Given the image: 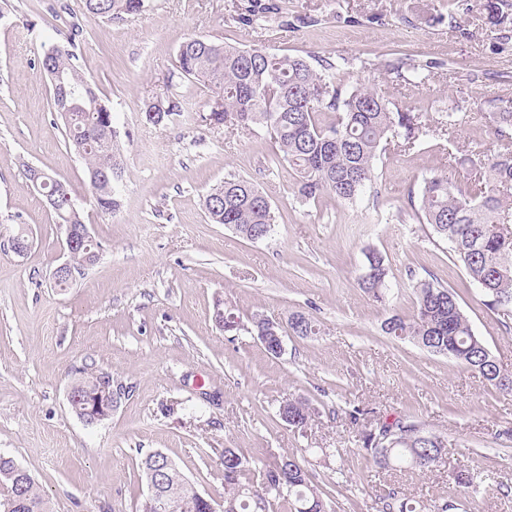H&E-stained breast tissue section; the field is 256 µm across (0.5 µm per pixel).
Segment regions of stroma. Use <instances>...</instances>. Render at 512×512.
<instances>
[{
	"instance_id": "stroma-1",
	"label": "stroma",
	"mask_w": 512,
	"mask_h": 512,
	"mask_svg": "<svg viewBox=\"0 0 512 512\" xmlns=\"http://www.w3.org/2000/svg\"><path fill=\"white\" fill-rule=\"evenodd\" d=\"M61 0H0V236L24 225V255L0 250V454L34 478L49 512H137L148 493L139 464L162 451L216 505L224 503V451L253 470L298 457L336 512H383V498L418 512H512V394L477 372L381 325L412 317L417 282L436 277L457 294L473 330L512 373V309L492 310L463 264L423 224L411 196L448 169L449 153L493 155L491 100L512 99V40L496 22L499 0H270L265 28L237 23L245 0H146L138 15L83 19L78 65L95 81L125 137L119 210H97L83 160L68 147L50 108L38 60L67 28L48 10ZM190 36L298 55L343 58L347 84L377 87L420 112L433 137L413 150L388 146L355 203L332 195L301 202L292 173L274 164L266 132L213 128L201 85L174 77ZM411 56L415 71L388 73ZM184 113L155 126L145 102L164 92ZM455 123L453 137L440 133ZM32 165L65 181L100 242L98 261L66 291L52 273L64 260L62 233L26 178ZM254 181L277 221L249 241L213 224L207 191L229 176ZM389 269L388 300L358 286L368 251ZM223 299L239 327H216ZM303 313L314 336L287 334L269 355L255 317L279 324ZM130 386L99 424L70 409L67 392L85 363ZM302 397L315 409L304 430L278 415ZM360 408L359 422L348 412ZM403 416L441 436L447 451L420 472L380 468L361 446L362 428ZM473 477L459 484L460 472Z\"/></svg>"
}]
</instances>
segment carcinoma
Segmentation results:
<instances>
[{
	"instance_id": "cac0c4a2",
	"label": "carcinoma",
	"mask_w": 512,
	"mask_h": 512,
	"mask_svg": "<svg viewBox=\"0 0 512 512\" xmlns=\"http://www.w3.org/2000/svg\"><path fill=\"white\" fill-rule=\"evenodd\" d=\"M145 0H81V14L101 20L136 15ZM270 10L261 0H249L237 20L244 26ZM70 36L38 61L41 72L82 75L77 65L76 40L83 27L69 22ZM179 78L194 80L210 93L202 121L211 127L235 126L244 131L266 129L278 145L276 160L294 175V193L315 201L328 193L344 203L355 202L374 177L388 136L411 150L429 136L422 115L401 106L377 89L347 86L340 66L327 58L310 63L302 56L272 53L261 46L238 47L201 37H189L178 48ZM86 103L70 111L52 95V111L64 120L68 145L86 164L88 174L112 172V185L90 182L95 205L114 212L120 206L125 172L120 132L112 121V108L92 82ZM499 149L488 158L457 156L448 152V170L463 173L464 183L446 173L425 181L419 209L425 223L464 264L472 283L490 309L512 305V101L492 113ZM60 224H84L80 208L67 184L55 180ZM204 207L209 220L224 224L249 239L274 228L275 211L268 197L250 180L235 176L212 188ZM359 286L375 300L386 297L388 267L383 256L371 251ZM417 304L412 318L388 317L383 331L408 339L419 347L448 357L478 372L490 385L512 391V375L504 373L482 337L473 330L455 292L434 280L416 285ZM289 329L299 336L317 333L314 321L303 313L292 315ZM291 426L304 429L311 420L305 401L284 403ZM420 424L400 419L395 426L382 421L361 432L362 448L381 468L408 465L422 472L432 469L447 445L438 435L419 431L407 442L392 429H415ZM15 461L0 456V512H48L34 478L16 488ZM260 486L250 477L248 462L233 448L224 449V512H330L297 457L283 455L260 471ZM167 497L181 503L176 512H192L184 474L168 472Z\"/></svg>"
}]
</instances>
